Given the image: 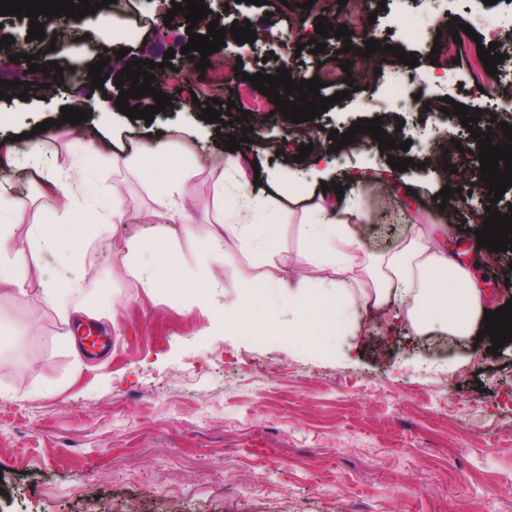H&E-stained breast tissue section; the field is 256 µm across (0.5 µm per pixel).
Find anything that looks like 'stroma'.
Instances as JSON below:
<instances>
[{"label": "stroma", "mask_w": 512, "mask_h": 512, "mask_svg": "<svg viewBox=\"0 0 512 512\" xmlns=\"http://www.w3.org/2000/svg\"><path fill=\"white\" fill-rule=\"evenodd\" d=\"M225 24L251 19L264 36L254 48L236 45L212 53L224 65L222 83L211 70L191 68L172 104L151 122L129 119L108 92L112 79L93 90L83 79L98 60L99 38L89 17L74 22L78 39L50 43L53 28L36 41L43 61L68 74L62 84L27 100L0 99V141L40 133L42 150H19L0 189L18 202L11 217L13 244L28 247L30 224H50L58 172L70 173L82 202L105 211L113 187L127 205L124 224L94 238L81 263L66 251L31 261L26 294L0 291V512H512V341L491 354L490 337L456 336L438 322L417 330L410 301L395 297L387 317L360 307L340 310L336 334L318 354L289 341L295 313L278 296L270 305L274 335L257 338L225 327L223 309L251 281L302 278L314 288L332 285L331 269L306 264L297 221L250 225L240 238L207 239L186 226H147L151 190L127 172L125 151L142 141L165 144L182 163L206 173L225 169L226 147L217 125L201 120L202 102L234 101L251 113L269 141L287 140L281 152L245 156L264 178L293 173L314 179L308 162H294L310 134L328 138L364 118H380L388 138L409 141L414 163L403 179L384 182L387 152L373 136L332 153L325 182L347 172L380 178L365 196L366 223L358 226L365 255L390 254L411 224H385L386 207L406 205L427 235L461 253L483 290L486 307L512 300V251L476 245L475 214L489 201L447 216L434 196L461 180L478 182L480 142L457 116L431 111L443 98L481 109L482 125L499 112L492 96L496 76L484 75L478 45L498 42L512 58V0L470 12L467 0H370L377 41L404 48L418 63L367 65L343 40L327 37L324 54L297 50L295 30L315 38L320 18L336 15L337 0H223ZM116 13L135 33L114 41L132 58L162 62L167 43L154 26L149 0H117ZM470 25L479 39L458 57L430 60L438 30L448 18ZM351 65L355 88L327 112L292 124L273 99L257 102L250 75L290 70L292 80L312 79L323 55ZM95 105L86 121L60 124L61 109ZM464 143L471 163L465 175L448 174L438 155L448 139ZM170 237L187 278L207 276L217 287L199 298L182 287H145L129 274L124 256L131 237L147 230ZM223 253V264L212 262ZM89 287L92 312L81 323L109 338L101 352L74 357L59 310L42 299L44 285L71 278Z\"/></svg>", "instance_id": "35a3bbf8"}]
</instances>
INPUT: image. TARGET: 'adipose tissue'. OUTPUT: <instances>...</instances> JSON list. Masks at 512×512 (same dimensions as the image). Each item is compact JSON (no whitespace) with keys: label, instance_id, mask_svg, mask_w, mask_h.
Listing matches in <instances>:
<instances>
[{"label":"adipose tissue","instance_id":"ef3b65f1","mask_svg":"<svg viewBox=\"0 0 512 512\" xmlns=\"http://www.w3.org/2000/svg\"><path fill=\"white\" fill-rule=\"evenodd\" d=\"M128 170L144 179L152 190L153 206L146 217L166 224H191L203 237L218 234L240 236L247 224L255 219L269 218L264 193L256 190L242 169L238 156H231L230 167L237 178V198L233 208L225 210L222 226L198 222L193 197L200 181V173L191 166L179 163L164 146L151 141L134 146L125 158ZM59 193L57 211L68 220L70 233L66 243L75 259H83L89 239L104 232L99 215L82 206L73 188L69 174L56 178ZM288 196L304 204L310 220L307 224L305 259L310 263L332 260L345 265L358 258L359 242L354 227L362 223L364 213L358 197L339 203L334 191L319 192L297 180H289ZM16 211L14 198L0 190V288L19 294L26 293L28 259L38 256L59 242L53 225L35 224L31 227L27 250H14L12 231L6 217ZM153 243L160 256L155 275L148 280L149 287L169 288L184 285L197 297H206L213 283L209 278L185 279L178 258L166 238L155 235L145 239L136 237L127 244V267L131 275H139L138 259L146 243ZM373 282L372 288L362 290L357 299L365 310H382L390 294L397 293L419 301L420 313L414 314L415 327L429 321H439L449 330L466 336L476 320L484 313V298L465 266L448 258L436 245L420 236L408 238L395 252L379 258L366 267ZM271 283H253L238 300L224 310V323L233 328L249 329L253 335L269 336L276 330L274 318L268 316V298ZM345 281H338L335 291L312 293L306 281H297L288 293V305L298 312L296 333L304 337L308 349L322 348L329 330L336 325L337 308L349 303Z\"/></svg>","mask_w":512,"mask_h":512}]
</instances>
